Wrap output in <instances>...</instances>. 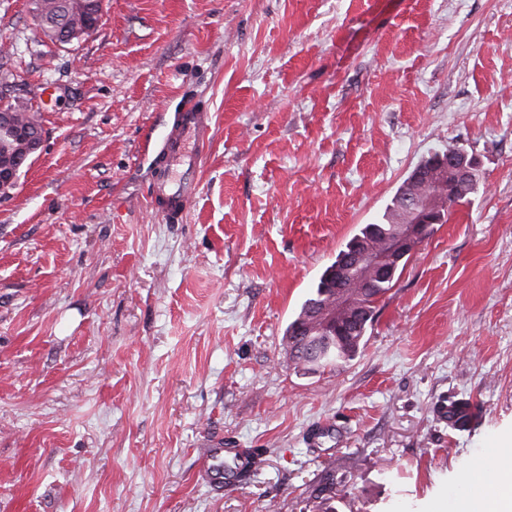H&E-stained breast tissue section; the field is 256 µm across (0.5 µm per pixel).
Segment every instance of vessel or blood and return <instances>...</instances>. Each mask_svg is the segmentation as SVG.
<instances>
[{"label": "vessel or blood", "instance_id": "1", "mask_svg": "<svg viewBox=\"0 0 512 512\" xmlns=\"http://www.w3.org/2000/svg\"><path fill=\"white\" fill-rule=\"evenodd\" d=\"M212 115L188 105L167 131L156 157L157 174L150 183V198L167 223H183L197 187L203 156L210 145ZM254 449L225 446L217 438L208 444L194 474L199 485L219 491L243 485L255 466Z\"/></svg>", "mask_w": 512, "mask_h": 512}]
</instances>
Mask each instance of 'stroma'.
<instances>
[{
	"mask_svg": "<svg viewBox=\"0 0 512 512\" xmlns=\"http://www.w3.org/2000/svg\"><path fill=\"white\" fill-rule=\"evenodd\" d=\"M41 152L0 194V512H455L512 454V0H104L43 46L0 0ZM213 116L184 223L146 201L162 133ZM469 203L412 254L350 361L283 335L429 152ZM480 410L467 432L442 400ZM262 467L216 494L209 440ZM332 482L331 501L318 491Z\"/></svg>",
	"mask_w": 512,
	"mask_h": 512,
	"instance_id": "stroma-1",
	"label": "stroma"
}]
</instances>
